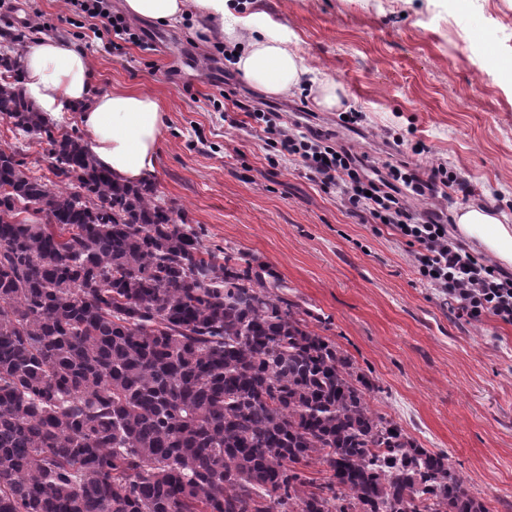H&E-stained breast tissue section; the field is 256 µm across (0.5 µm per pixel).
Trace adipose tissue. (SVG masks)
<instances>
[{
    "mask_svg": "<svg viewBox=\"0 0 512 512\" xmlns=\"http://www.w3.org/2000/svg\"><path fill=\"white\" fill-rule=\"evenodd\" d=\"M127 17L190 24L194 33L238 46L234 66L242 80L272 95L298 87L309 68L285 36L257 21L226 18L228 0H122ZM27 97L47 116L76 113L90 152L118 181H151L164 126V109L152 94L121 88L99 93L85 53L68 40L41 36L20 59ZM462 236L477 240L503 265L512 266V226L478 206L454 215Z\"/></svg>",
    "mask_w": 512,
    "mask_h": 512,
    "instance_id": "obj_1",
    "label": "adipose tissue"
}]
</instances>
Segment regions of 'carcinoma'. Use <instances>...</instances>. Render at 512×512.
<instances>
[{"mask_svg":"<svg viewBox=\"0 0 512 512\" xmlns=\"http://www.w3.org/2000/svg\"><path fill=\"white\" fill-rule=\"evenodd\" d=\"M0 116L54 176L0 147V512H488L271 268L116 181L4 52ZM20 139V137L18 136ZM23 151H21L20 158H22L27 166L31 169L33 174L37 176H47L51 180L54 179L48 170L49 159L47 158V145L38 144L36 142L22 141Z\"/></svg>","mask_w":512,"mask_h":512,"instance_id":"obj_1","label":"carcinoma"}]
</instances>
